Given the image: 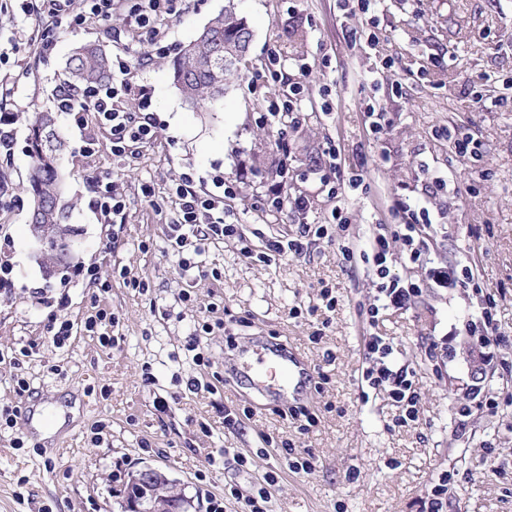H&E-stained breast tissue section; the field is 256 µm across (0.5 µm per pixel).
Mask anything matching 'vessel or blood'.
I'll return each mask as SVG.
<instances>
[{
    "label": "vessel or blood",
    "instance_id": "vessel-or-blood-1",
    "mask_svg": "<svg viewBox=\"0 0 512 512\" xmlns=\"http://www.w3.org/2000/svg\"><path fill=\"white\" fill-rule=\"evenodd\" d=\"M236 374L268 403H303L314 369L295 349L261 342L238 354Z\"/></svg>",
    "mask_w": 512,
    "mask_h": 512
}]
</instances>
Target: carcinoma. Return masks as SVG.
Wrapping results in <instances>:
<instances>
[{"label": "carcinoma", "mask_w": 512, "mask_h": 512, "mask_svg": "<svg viewBox=\"0 0 512 512\" xmlns=\"http://www.w3.org/2000/svg\"><path fill=\"white\" fill-rule=\"evenodd\" d=\"M253 35L247 21L236 11L234 0L208 20L197 37L184 46L173 66V84L193 106L214 103L224 97L228 84L239 77L245 59L224 66L225 56H234L242 35ZM68 87L80 90L103 84L112 75L111 54L99 45H78L66 60ZM66 142L55 130L53 114L37 112L30 122L27 153L30 175L25 191L31 199L29 213L39 212L40 222L51 224V232L69 240L78 236L68 223L75 202L66 199L68 174L59 165ZM155 501L167 505V512H185L189 500L177 482L155 487Z\"/></svg>", "instance_id": "carcinoma-1"}]
</instances>
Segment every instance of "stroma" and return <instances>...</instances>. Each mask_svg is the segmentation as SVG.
Returning <instances> with one entry per match:
<instances>
[{
	"label": "stroma",
	"instance_id": "obj_1",
	"mask_svg": "<svg viewBox=\"0 0 512 512\" xmlns=\"http://www.w3.org/2000/svg\"><path fill=\"white\" fill-rule=\"evenodd\" d=\"M134 3L112 0L110 21L87 20L42 56L22 45L14 0H0V113L18 117L13 151L0 155L6 190L18 197L0 206V238L10 241L0 255L15 277L14 288L0 294V407H73L45 441L19 426L0 431V512L44 505L53 512H122L125 485L113 482L112 472L145 465L179 481L192 512H209L214 499L223 500L224 512H238L226 485L249 492L269 469L279 474L270 489L273 512H416L440 473L453 469L448 512H512V403L494 415L474 411L464 430L456 416L477 377L492 388L512 383V345L489 357L461 335L452 358L433 361L424 345L475 313L462 289L448 287L449 268L470 262L495 293L499 324L512 335V0H379L370 15L345 12L338 0H236L254 32L251 51L242 78L204 107L184 101L172 65L224 0H166L151 35L131 17ZM371 18L377 43L348 41L347 30H363ZM98 41L113 55L137 60L135 81L150 91L145 112L156 137L117 155L109 128L95 126L92 114L79 120L58 113L80 251L74 266L47 272L35 261L28 198L19 192L29 178L28 120L54 109L73 45ZM274 47L275 66L268 62ZM295 83L304 86L302 111L283 135L269 105ZM477 94L486 109L473 108ZM369 99L386 110L375 137L364 126ZM453 125L482 142L480 160L454 153L443 134ZM89 129L96 145L87 157ZM331 148L344 171L364 172L367 191L328 195L311 169ZM185 174L195 189L216 196L225 182L235 183L224 220L238 226L252 257L231 239L208 246L199 266L182 270L167 250L166 231L176 216L172 188ZM98 177L114 180L126 199L114 218L123 233L112 246L92 205ZM432 177L445 187L427 192ZM277 183L288 195L307 196L310 222L327 225L330 237L314 241L302 257L267 264L259 259L264 240L296 231L288 211L266 204L268 187ZM146 186L152 199L142 194ZM400 199L427 203L431 264L393 265L397 277L420 283L423 293L411 308L387 310L372 325L366 310L376 290L363 252L379 225L391 223ZM339 207L349 217L343 226L332 221ZM345 244L353 258L342 255ZM90 265L98 267L100 283L83 280ZM134 279L143 288L131 287ZM324 287L336 297L334 311L290 316L292 306L316 303ZM101 309L118 321L111 346L85 327ZM230 315L242 320L231 349L221 326ZM55 320L72 325L58 348L51 343ZM205 322L211 332L198 333ZM372 333L390 339L399 362L415 372L421 413L410 425L397 424L386 394L362 393L363 341ZM272 336L315 368L316 387L305 402L317 419L313 427L305 416L283 417L261 405L232 376V349ZM195 339L209 365L193 363L187 346ZM20 376L30 384L22 395L14 390ZM192 380L197 389L189 388ZM222 405L238 413L241 428H225ZM19 436L25 448H15ZM290 448L310 451L315 470L290 472ZM238 455L248 467L237 466Z\"/></svg>",
	"mask_w": 512,
	"mask_h": 512
}]
</instances>
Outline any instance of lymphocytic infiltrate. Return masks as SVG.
Masks as SVG:
<instances>
[{
	"instance_id": "1",
	"label": "lymphocytic infiltrate",
	"mask_w": 512,
	"mask_h": 512,
	"mask_svg": "<svg viewBox=\"0 0 512 512\" xmlns=\"http://www.w3.org/2000/svg\"><path fill=\"white\" fill-rule=\"evenodd\" d=\"M73 0H42L37 12L39 22L28 28L27 42L36 47L40 54L53 51L62 28L74 29L85 24L88 18H107L112 12V0H82L81 9H73ZM115 71L118 81L111 87L82 90L76 93L61 91L57 107L63 112H91L97 120L108 125L112 132V149L122 153L130 144L152 140L155 132L151 124L141 122L132 113L115 108L113 101L120 94L130 93L133 88V63L130 59H118ZM190 176L181 177L174 188L177 201L176 217L168 226V248L179 256L183 269H190L192 263L184 256L185 251L201 255L206 246L223 242L224 238L236 236V225L224 221V200L222 197L200 192L192 188ZM275 208H288L299 220L297 231L288 239L270 237L265 241L262 261L269 262L287 254L302 255L312 237H324V226L309 223V200L306 196H286L273 191L268 198ZM397 224L380 225L379 231L370 242V263L377 278V295L370 305L369 320L390 308L402 309L412 305L419 295L418 288L401 285L391 270L394 261L392 244L402 241L404 257L413 264L424 265L429 254L421 231L431 224L430 211L426 205L398 203L395 210ZM448 285L465 288L469 298L475 301L479 314L463 320L468 335L476 337L481 347H497L505 340V333L495 319L496 300L481 283L479 275L471 265L461 270H449ZM365 365L361 380L373 390L385 392L398 409V424L406 425L417 421L420 412V395L415 387L414 373L407 366L398 365L393 345L384 337H366L363 344Z\"/></svg>"
}]
</instances>
